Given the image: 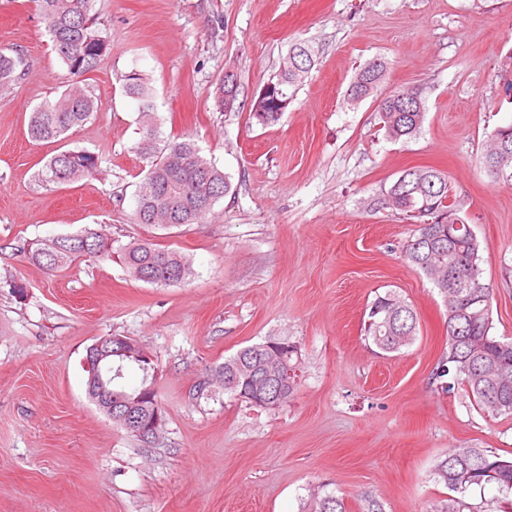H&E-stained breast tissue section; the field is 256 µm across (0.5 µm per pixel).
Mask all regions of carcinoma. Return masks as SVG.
<instances>
[{"instance_id":"obj_1","label":"carcinoma","mask_w":512,"mask_h":512,"mask_svg":"<svg viewBox=\"0 0 512 512\" xmlns=\"http://www.w3.org/2000/svg\"><path fill=\"white\" fill-rule=\"evenodd\" d=\"M36 2L52 49L68 73L82 77L94 72L111 43L92 14L93 0ZM313 65V49L305 43L293 44L279 72L260 89L252 118L261 125L279 120L281 113L273 101H291ZM27 69L21 50L0 48V89L17 84ZM386 69L380 59L361 67L347 89L348 100L377 96L386 136L394 141L411 139L425 120L424 102L416 89L412 90L411 105L405 90L379 95ZM238 89L236 75L220 80L213 91L215 108L220 112L233 110ZM125 92L138 101L142 137L137 152L149 166L137 193L135 223L170 229L199 222L230 192L228 177L200 154L193 140L167 142L160 138L154 93L143 75L128 73ZM95 112L94 99L73 82L57 98L33 110L28 134L35 141H58ZM483 165L493 181H512V124L499 126L489 134ZM98 172V159L92 154L68 150L48 160L39 176L47 183L67 184ZM403 174L388 190L387 205L412 217L423 213L430 218V222L418 225L404 245V257L432 281L448 316V351L435 368L434 380L448 393L462 385L479 409L511 417L512 339L491 333L492 288L483 281L480 243L470 225L458 216L459 201L444 172L415 166ZM453 224L459 228L448 230ZM27 251L33 261L51 272L63 270L81 257L110 260L113 253L112 239L97 233L36 240L27 244ZM118 258L132 278L153 285L184 283L193 273L189 258L147 241L120 248ZM417 334V315L396 292L390 290L370 305L365 335L382 352H401L415 342ZM265 356L261 344L246 346L213 367L211 376L224 383L225 393L236 397L250 387V364ZM126 364L136 365L143 374L141 385L131 391L114 383ZM108 367L112 368V378L105 379V383L118 398H134L155 384V376L134 358L114 356ZM432 475L454 492L440 512H475L466 501V493L473 487L493 486L505 498L512 494V459L491 448H453L436 463ZM304 512H347V508L344 499L335 493L314 490Z\"/></svg>"}]
</instances>
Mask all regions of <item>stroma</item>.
<instances>
[{"instance_id":"obj_1","label":"stroma","mask_w":512,"mask_h":512,"mask_svg":"<svg viewBox=\"0 0 512 512\" xmlns=\"http://www.w3.org/2000/svg\"><path fill=\"white\" fill-rule=\"evenodd\" d=\"M111 50L83 85L98 112L65 139L28 135L34 108L69 76L34 0H0V47L29 69L0 92V512H301L310 491L363 494L384 512H439L437 460L468 445L512 456V418L478 410L432 378L448 350L446 308L403 246L418 219L387 206L402 172L432 166L462 203L493 290L492 332L512 337V184L492 183L482 147L512 123V0H94ZM318 52L278 121L252 103L292 42ZM387 63L386 91L419 89L426 115L408 140L386 137L375 97L347 99L358 66ZM150 82L164 137L191 138L228 175L230 193L199 223H134L147 163L124 77ZM237 106L213 107L226 72ZM65 150L98 157V175L38 176ZM84 231L114 247L148 239L192 260L183 284L132 279L119 260L50 272L32 240ZM415 309L419 333L384 354L363 335L386 291ZM127 336L156 363L165 423L155 444L92 403L84 358ZM285 336L301 352L287 403L266 409L210 384L238 349Z\"/></svg>"}]
</instances>
